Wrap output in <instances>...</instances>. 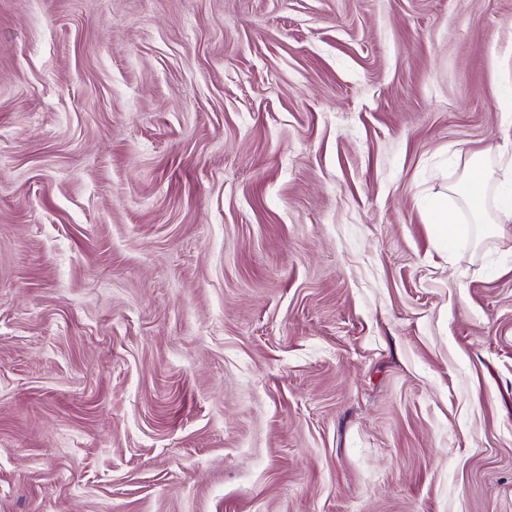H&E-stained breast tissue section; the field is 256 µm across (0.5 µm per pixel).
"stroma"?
<instances>
[{"label":"stroma","instance_id":"stroma-1","mask_svg":"<svg viewBox=\"0 0 512 512\" xmlns=\"http://www.w3.org/2000/svg\"><path fill=\"white\" fill-rule=\"evenodd\" d=\"M512 0H0V512H512ZM494 171L484 168L478 160L470 159L465 163L464 176L460 183L452 185L448 190L460 197L464 207L467 208L475 223H483V205L489 191L493 190L499 199L508 193V202H499L495 208L490 224L512 223V183L510 187L498 183ZM433 222L436 224L440 234L448 242L461 239L464 236V232L468 230L467 225L459 224L461 222L455 212L448 210V196L438 203L434 212Z\"/></svg>","mask_w":512,"mask_h":512}]
</instances>
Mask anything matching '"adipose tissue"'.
I'll use <instances>...</instances> for the list:
<instances>
[{"instance_id":"ef3b65f1","label":"adipose tissue","mask_w":512,"mask_h":512,"mask_svg":"<svg viewBox=\"0 0 512 512\" xmlns=\"http://www.w3.org/2000/svg\"><path fill=\"white\" fill-rule=\"evenodd\" d=\"M452 194L460 197L465 208H467L474 220H481L483 205L488 192L496 194H508V202L498 203L494 208L492 217L493 223H512V186L504 187L498 183L492 170L484 168L478 160L472 159L464 166V176L460 183L452 185Z\"/></svg>"}]
</instances>
